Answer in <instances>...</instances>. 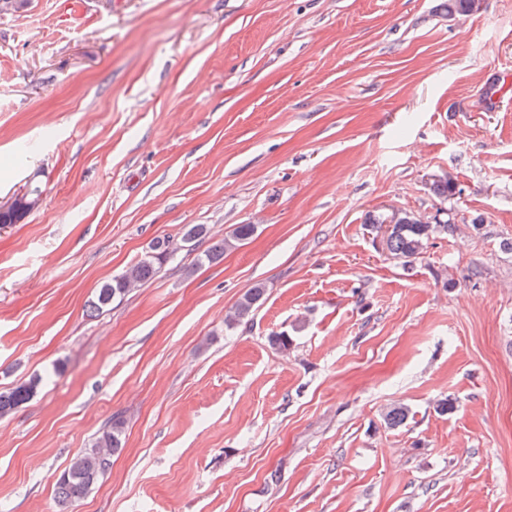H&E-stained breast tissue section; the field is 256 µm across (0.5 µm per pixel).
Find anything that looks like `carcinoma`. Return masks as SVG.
I'll use <instances>...</instances> for the list:
<instances>
[{
  "label": "carcinoma",
  "instance_id": "cac0c4a2",
  "mask_svg": "<svg viewBox=\"0 0 512 512\" xmlns=\"http://www.w3.org/2000/svg\"><path fill=\"white\" fill-rule=\"evenodd\" d=\"M480 6V0H448V14H470ZM457 230L451 218H434V223L424 221L412 211L399 210L395 223L387 236L386 247L397 259L411 263L425 253L430 240L437 235L450 236ZM256 231L253 224H235L223 240L212 244L203 254V259L214 262L224 253L235 249L250 239ZM171 253L170 242L155 241L148 252L122 274L106 280L96 289L89 303L91 316L100 315L121 301L135 286L152 280L160 271ZM266 292L261 284L248 288L226 315L224 323L232 329L248 319L263 300ZM41 383L34 377L15 387L0 391V417L11 415L30 402ZM409 411L403 405L390 407L383 415L389 427H398L406 422ZM125 420L117 414L97 434L91 447L84 449L70 461L69 466L55 481V495L62 504H72L87 497L112 467V457L124 446Z\"/></svg>",
  "mask_w": 512,
  "mask_h": 512
}]
</instances>
